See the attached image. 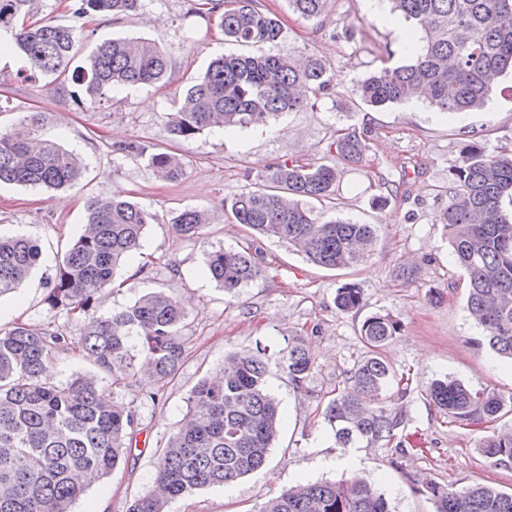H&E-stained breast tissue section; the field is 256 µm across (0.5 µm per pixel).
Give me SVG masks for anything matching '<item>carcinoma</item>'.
<instances>
[{
  "mask_svg": "<svg viewBox=\"0 0 512 512\" xmlns=\"http://www.w3.org/2000/svg\"><path fill=\"white\" fill-rule=\"evenodd\" d=\"M139 0H73L71 20L26 23L38 0H0V34L36 74L59 80L73 58L79 22L94 14L119 18ZM393 15L423 32L420 53L411 64L384 66L358 85L359 101L379 109L411 99H427L442 111L464 112L484 106L493 79L512 69V0H389ZM329 0H289L300 17L319 19ZM219 26L228 41L261 47L281 39L280 21L259 11L254 0H224ZM169 62L146 41L113 39L101 44L87 67L72 74L84 86L85 100L163 80ZM331 77L313 51L222 56L184 92L168 131L188 141L207 128L264 125L286 112H300L310 97L327 90ZM38 114L0 132V184L59 190L77 182L85 169L76 153L37 135ZM119 150L148 157L153 172L180 178L183 161L167 152H149L134 142ZM367 150L351 133L336 141V155L356 164ZM452 169L451 196L442 214L455 262L468 278L467 309L483 328V342L512 360V152L488 154L476 144L462 149ZM340 170L309 163L272 167L224 203L238 224L264 238H277L327 269L349 268L374 250L373 224L321 220L310 201H330ZM154 215L119 198L89 204L88 224L58 264L45 298L49 310L80 320L74 338L58 327L24 323L0 327V512H70L85 491L87 474L107 476L132 448L135 412L118 405L111 386H133L142 377L163 384L185 356L180 329L187 313L174 296L144 295L110 315L97 313L101 295L115 270L138 249ZM205 212L186 209L174 220L189 238L202 234ZM38 243L26 236H0V297L12 293L40 264ZM210 277L233 297L262 274L257 252L240 249L209 254ZM336 306L349 312L362 306L354 283L338 288ZM389 314L365 318L361 335L370 349L350 372L343 388L325 407L336 442L344 447L390 439L402 419L388 408L393 378L378 350L399 333ZM75 349L98 375H81L66 384L48 379L55 356ZM281 369L295 385L306 379L313 361L303 343L282 351ZM268 366L261 350L230 352L222 376L202 380L190 391L187 412L160 455L153 487L128 512H166L170 501L214 485L231 483L263 467L280 428L279 403L267 386ZM427 395L438 410L457 419L482 422L496 416L502 400L470 391L456 380H436ZM480 452L497 464H512V433L492 434ZM435 512H512V493L487 484L459 489L428 483ZM259 512H390L385 497L363 478L292 486L268 499Z\"/></svg>",
  "mask_w": 512,
  "mask_h": 512,
  "instance_id": "obj_1",
  "label": "carcinoma"
}]
</instances>
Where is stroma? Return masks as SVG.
Segmentation results:
<instances>
[{
	"label": "stroma",
	"mask_w": 512,
	"mask_h": 512,
	"mask_svg": "<svg viewBox=\"0 0 512 512\" xmlns=\"http://www.w3.org/2000/svg\"><path fill=\"white\" fill-rule=\"evenodd\" d=\"M209 3L139 0L135 11L120 18L85 19L73 66H86L100 44L115 38L154 43L171 63L165 82L129 87L95 104L71 82L18 79L24 60L17 51L0 62V96L10 99L0 112V130L41 113L39 137L78 153L87 164L76 185L56 192L0 186V234L31 236L42 249L39 268L16 292L0 297V324H51L79 335L75 321L49 312L45 297L59 262L83 231L89 203L112 196L138 204L155 220L118 268L99 313L122 310L154 290L182 300L187 310L181 329L186 357L175 376L160 388L143 378L114 391L115 402L136 414V446L110 475L87 486L71 512H127L151 487L158 454L185 415L191 389L215 376L228 352L259 346L266 350L268 388L281 415L265 467L175 499L167 512H257L296 484L337 482L354 474L370 481L392 512H434L425 489L430 480L453 488L486 483L512 492V465L495 464L478 448L484 436L512 430V361L481 345L483 330L466 308L467 275L455 263L439 221L462 147L473 143L490 153L512 148V73L499 78L475 111L448 113L425 101L368 108L355 94L358 83L381 62L414 60L389 25V0H330L319 22L301 18L288 0H255L256 8L276 15L283 27L269 53L313 50L330 68L329 90L305 111L267 124L212 128L179 141L169 134L168 121L191 79L203 75L213 59L242 50L225 41L217 21L201 18ZM348 131L366 144L364 158L342 167L335 200L314 209L326 219L377 225L372 255L354 267L330 270L277 239L250 241L225 211V200L253 186L269 166L336 164V139ZM132 141L183 156L184 174L175 181L156 177L145 157L120 152V145ZM380 195L389 202L377 209L372 201ZM185 209L208 213L210 222L199 237L176 232L172 220ZM249 243L257 248L264 273L228 297L210 278L207 257ZM347 282L361 289V310L337 309L336 291ZM374 312L401 323L380 353L396 374L409 379L406 394H393L389 404L403 421L393 441L342 448L323 412L367 356L361 325ZM292 338L303 339L314 359L299 386L277 364ZM445 377L501 398L498 417L479 424L449 420L426 394L430 382Z\"/></svg>",
	"instance_id": "obj_1"
}]
</instances>
